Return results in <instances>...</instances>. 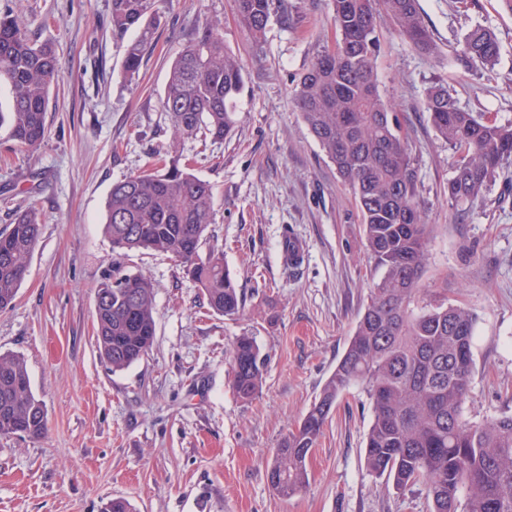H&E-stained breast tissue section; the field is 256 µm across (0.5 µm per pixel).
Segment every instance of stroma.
Returning a JSON list of instances; mask_svg holds the SVG:
<instances>
[{
	"mask_svg": "<svg viewBox=\"0 0 512 512\" xmlns=\"http://www.w3.org/2000/svg\"><path fill=\"white\" fill-rule=\"evenodd\" d=\"M419 8L436 53L380 14L377 78L401 114L432 226L423 297L476 317L464 414L479 422L512 414V164L482 201L452 205L456 156L424 101L441 84L466 110L512 123V0H419ZM0 12L51 43L59 60L44 142L18 148L0 122V231L18 212L41 214L27 277L0 312V353L24 358L46 410L42 437L0 436V512H102L118 497L133 512H431L424 485L399 489L367 470L372 410L355 388L307 458L306 487L283 497L267 477L342 357L375 279L355 197L294 100L299 77L335 39L331 0H272L258 44L235 0H156V39L133 76L123 61L134 35L112 30L111 0H0ZM209 21L239 58L245 87L224 140L179 139L161 99L179 52ZM476 27L499 41L495 66L462 55ZM175 146L213 187L206 245L223 251L238 281L237 320L210 309L171 259L113 252L103 232L113 183ZM291 235L305 245L295 269L282 255ZM115 270L149 277L156 310L152 349L118 372L100 359L95 333L97 288ZM242 335L266 357L249 402L229 377Z\"/></svg>",
	"mask_w": 512,
	"mask_h": 512,
	"instance_id": "1",
	"label": "stroma"
}]
</instances>
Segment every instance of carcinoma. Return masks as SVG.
Instances as JSON below:
<instances>
[{
    "label": "carcinoma",
    "mask_w": 512,
    "mask_h": 512,
    "mask_svg": "<svg viewBox=\"0 0 512 512\" xmlns=\"http://www.w3.org/2000/svg\"><path fill=\"white\" fill-rule=\"evenodd\" d=\"M336 39L301 75L295 103L304 122L355 195L366 249L381 276L373 283L345 352L296 428L275 450L268 480L281 496L307 484L306 460L343 392L359 387L372 405L364 459L367 469L399 487L426 485L432 512H512V415L482 422L465 418L473 376L476 317L441 302L421 303L429 225L422 219L416 176L399 115L378 91V9L390 15L418 48L434 43L418 0H332ZM155 0H112V30L137 37L124 68L136 74L154 39L145 21ZM237 16L254 42L265 34L272 0H235ZM490 30H470L466 58L486 66L499 57ZM10 86V136L38 148L47 134L50 87L57 77L51 44L31 39L0 14V78ZM243 70L211 24L186 46L171 68L161 100L176 132L222 139L234 126ZM429 120L457 154L448 199L457 206L483 197L488 182L512 160V124L486 122L438 86L427 95ZM212 187L174 154L159 166L112 185L105 233L112 247L152 251L174 259L202 289L210 308L229 319L243 309L237 280L222 252L200 256L212 223ZM37 211L19 214L0 232V310L15 301L38 242ZM96 335L112 371L139 362L156 336L154 286L142 275L114 274L97 289ZM266 358L251 336L233 344L231 387L242 401L262 385ZM46 412L36 398L23 358L0 354V436L40 437Z\"/></svg>",
    "instance_id": "1"
}]
</instances>
